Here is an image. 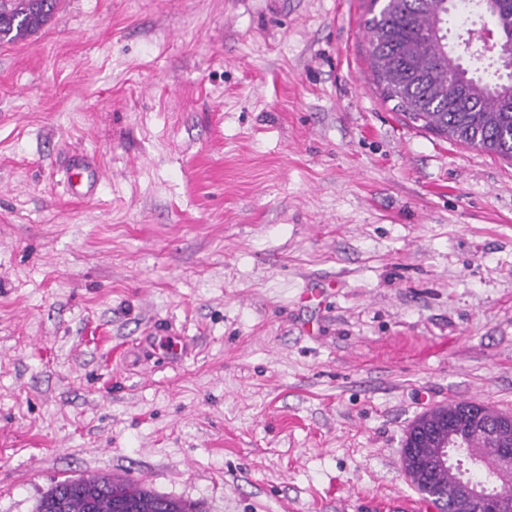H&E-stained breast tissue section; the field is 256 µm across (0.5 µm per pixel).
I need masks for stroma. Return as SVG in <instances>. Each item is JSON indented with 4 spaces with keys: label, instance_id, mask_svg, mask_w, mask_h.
Masks as SVG:
<instances>
[{
    "label": "stroma",
    "instance_id": "1",
    "mask_svg": "<svg viewBox=\"0 0 512 512\" xmlns=\"http://www.w3.org/2000/svg\"><path fill=\"white\" fill-rule=\"evenodd\" d=\"M371 16L62 0L0 43V512L98 474L379 512L416 417L512 412V161L384 100Z\"/></svg>",
    "mask_w": 512,
    "mask_h": 512
}]
</instances>
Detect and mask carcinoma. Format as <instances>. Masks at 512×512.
Segmentation results:
<instances>
[{"mask_svg":"<svg viewBox=\"0 0 512 512\" xmlns=\"http://www.w3.org/2000/svg\"><path fill=\"white\" fill-rule=\"evenodd\" d=\"M59 0H0V41L15 42L39 30ZM388 0L367 21L371 72L384 98L413 122L458 144L512 160V81L486 66L469 70L444 50L452 13L477 0ZM482 439L489 450L472 452ZM497 455L495 443L471 434L462 458ZM428 494L441 512H455V486L432 478ZM36 512H197L196 505L107 476L65 479L41 498Z\"/></svg>","mask_w":512,"mask_h":512,"instance_id":"1","label":"carcinoma"}]
</instances>
